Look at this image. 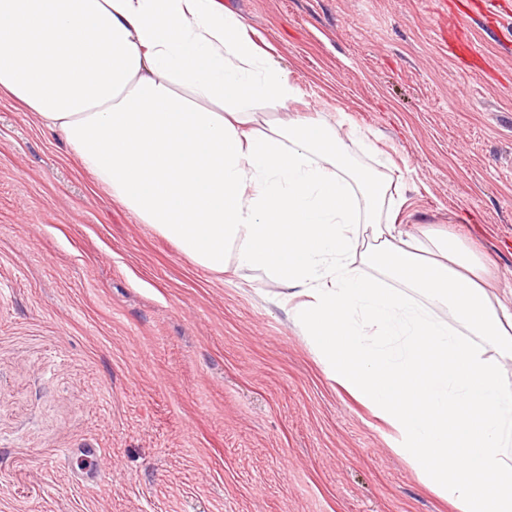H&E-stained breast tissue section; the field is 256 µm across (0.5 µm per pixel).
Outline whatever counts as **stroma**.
I'll return each instance as SVG.
<instances>
[{
	"mask_svg": "<svg viewBox=\"0 0 512 512\" xmlns=\"http://www.w3.org/2000/svg\"><path fill=\"white\" fill-rule=\"evenodd\" d=\"M354 128L405 231L490 259L512 306V42L461 70L434 0H223ZM258 270L216 274L0 93V512H454L325 370Z\"/></svg>",
	"mask_w": 512,
	"mask_h": 512,
	"instance_id": "35a3bbf8",
	"label": "stroma"
}]
</instances>
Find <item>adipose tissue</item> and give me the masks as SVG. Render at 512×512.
I'll use <instances>...</instances> for the list:
<instances>
[{"label": "adipose tissue", "instance_id": "ef3b65f1", "mask_svg": "<svg viewBox=\"0 0 512 512\" xmlns=\"http://www.w3.org/2000/svg\"><path fill=\"white\" fill-rule=\"evenodd\" d=\"M1 91L193 264L266 272L457 512H512V308L468 247L382 221L387 186L356 164L354 131L258 119L300 91L239 16L218 0H0Z\"/></svg>", "mask_w": 512, "mask_h": 512}]
</instances>
